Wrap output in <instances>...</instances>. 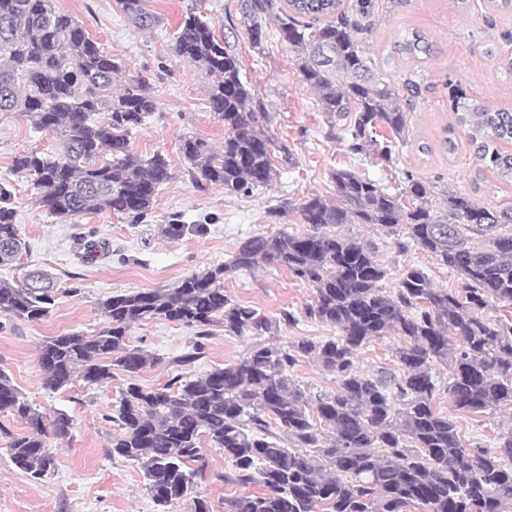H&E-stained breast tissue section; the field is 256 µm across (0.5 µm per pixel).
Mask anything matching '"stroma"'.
Here are the masks:
<instances>
[{
    "mask_svg": "<svg viewBox=\"0 0 512 512\" xmlns=\"http://www.w3.org/2000/svg\"><path fill=\"white\" fill-rule=\"evenodd\" d=\"M56 10L72 16L100 46L124 66L121 80L138 75L150 78L157 109L133 129L132 151L148 158L163 154L172 178L162 185L148 222L131 226L123 216L109 212L57 217L41 208L35 189L24 174L13 169L19 154L35 150L58 152L51 132L33 129L19 112L0 113V180H9L17 196L16 223L29 251L21 265L0 267V281L18 282L25 270L39 268L59 285L56 301L42 320L6 321L0 327V369L4 370L33 407L44 414L67 412L73 420L72 438L54 452L55 462L41 479H34L14 464L0 437V512H162L145 489L136 464L113 456L109 441L116 430L108 416L126 382L116 375L111 383L96 385L74 378L57 391L42 387L38 363L40 346L64 333H92L105 318L100 306L108 297L132 291H153L175 286L185 276L230 261L238 244L253 235L278 232L304 234L306 225L295 214L269 217L281 196L301 200L307 193L333 197L330 173L349 169L390 188L414 177L434 188V204L446 192L465 193L483 206L512 203V180L500 178L478 160L468 137L457 128L449 89L460 86L471 99L512 111V72L498 59L484 55L486 44H496L502 56L512 55V11L494 8L490 0H372L373 27L362 43L380 74L393 84L410 81L419 94L408 109V132L391 160H373L350 154L346 144L329 139V122L304 83L277 20L262 22V48L254 50L243 23L241 0H148L158 16L151 29H135L117 0H53ZM196 11L214 25L244 64L243 75L263 98L274 120L273 132L294 154L293 165L281 168L272 185L251 196L225 193L222 187L199 189L188 173L179 139L194 135L213 147L224 143V125L209 108L212 83L201 65L178 57L174 35L187 11ZM420 31L433 43L431 56L405 60L393 57V44L411 31ZM453 137L459 145L447 154L442 143ZM427 151H420V144ZM182 215L185 223L205 225L202 234L187 233L170 240L160 234L169 216ZM348 233L366 240L387 270L381 286L395 287L405 266H416L441 288H458L462 276L418 249L399 251L396 235L377 226L347 225ZM88 237L109 244L107 256L80 262L78 241ZM224 292L233 300L254 306L272 319L291 311L293 323L281 322L274 340L288 344L300 339L323 341L336 328L305 318L303 308L312 297L306 283L276 265L252 272L238 271L224 278ZM193 329L163 319L134 325L130 345L156 358L136 377L146 389L162 386L177 376L196 378L244 356L253 337L238 336L217 325L197 358L189 352ZM437 409L456 421L464 444L496 448L501 434L512 425L502 412L467 413L454 408L447 391L436 397ZM207 479L198 481L195 496L184 497L163 512H193L194 497L224 512V500L239 488L224 483L231 464L222 450L204 447Z\"/></svg>",
    "mask_w": 512,
    "mask_h": 512,
    "instance_id": "35a3bbf8",
    "label": "stroma"
}]
</instances>
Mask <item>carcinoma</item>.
<instances>
[{"mask_svg":"<svg viewBox=\"0 0 512 512\" xmlns=\"http://www.w3.org/2000/svg\"><path fill=\"white\" fill-rule=\"evenodd\" d=\"M252 44L261 46V21H279L283 40L298 61L303 81L321 111L344 120L337 139L348 149L388 161L393 139L405 138L406 106L418 87L398 88L375 72L363 50L371 0L346 11L342 0H242ZM121 10L142 31L158 23L145 0H120ZM176 55L201 64L212 77L210 109L224 124L216 150L196 136L181 140L183 159L196 185L224 187L249 196L270 186L280 166L294 164L288 145L271 130L272 116L242 78V61L214 27L190 11L176 32ZM421 33L398 39L393 52L431 54ZM121 71L71 16L52 0H0V112H21L36 130L59 138L54 155L27 151L14 168L33 178L37 202L68 217L112 211L140 224L150 214L170 163L157 153L131 151L132 129L156 110L150 79L113 82ZM460 126L467 129L479 161L512 178V112L464 100L452 92ZM112 161L98 163L102 151ZM336 200L310 194L284 198L275 211L294 212L309 225L304 235L277 233L245 239L229 263L191 273L176 286L134 291L102 302L106 325L94 334L53 336L40 347L41 384L59 390L81 376L107 384L117 368L133 377L154 363L129 344L137 323L164 318L195 330L193 356L202 353L211 327L238 336H264L279 327L251 305L224 294V276L275 264L313 288L305 316L333 326L339 336L286 346L255 344L237 361L204 377H175L159 388L126 385L108 416L118 426L112 455L137 463L155 504L165 508L193 493L204 476L202 445L224 450L232 472L224 481L243 489L224 499V512H512V424L495 449L463 444L455 422L435 408L440 385L434 364H451L448 397L458 410L512 408V323L483 317L489 301L512 305V205L490 209L449 192L433 208L431 186L408 178L398 193L347 169L331 172ZM16 220L12 185L0 183V266L26 249ZM346 224H372L402 235L398 248L414 245L464 278L461 289L436 288L426 274L406 269L391 290L379 286L387 271L370 244L341 234ZM202 233L201 224L179 216L161 225L177 239ZM486 245H471L473 236ZM57 283L30 271L13 284L0 282V316L34 322L45 318ZM393 333L399 372L370 373L356 354L375 338ZM303 360L336 374L331 393H311L291 378ZM0 411L15 416L24 431L0 426L14 463L34 479L53 464L52 443L71 439L64 411L47 417L34 408L0 369Z\"/></svg>","mask_w":512,"mask_h":512,"instance_id":"cac0c4a2","label":"carcinoma"}]
</instances>
